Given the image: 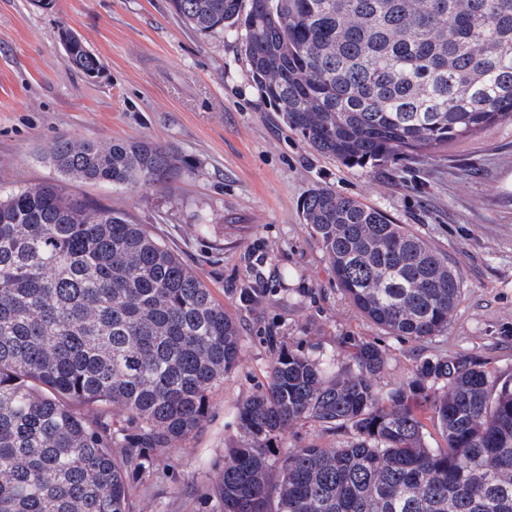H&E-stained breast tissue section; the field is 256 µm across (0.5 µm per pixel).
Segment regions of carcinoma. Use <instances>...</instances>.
<instances>
[{
    "label": "carcinoma",
    "mask_w": 512,
    "mask_h": 512,
    "mask_svg": "<svg viewBox=\"0 0 512 512\" xmlns=\"http://www.w3.org/2000/svg\"><path fill=\"white\" fill-rule=\"evenodd\" d=\"M170 2L201 36H241L280 121L345 165L427 163L512 126V0ZM66 62L90 78L104 68L86 44ZM49 159L112 189L191 173L145 136L61 133ZM302 217L361 317L415 341L448 329L462 279L420 236L327 186ZM348 358L329 373L292 350L274 356L267 387L239 409L223 512H512V379L446 355L384 392L377 343H351ZM241 361L238 320L144 225L58 183L0 193V512H128L145 449L195 434ZM83 405L120 410L135 433ZM303 421L351 441L270 461ZM430 426L444 446L428 445Z\"/></svg>",
    "instance_id": "carcinoma-1"
}]
</instances>
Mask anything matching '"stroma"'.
Segmentation results:
<instances>
[{"mask_svg": "<svg viewBox=\"0 0 512 512\" xmlns=\"http://www.w3.org/2000/svg\"><path fill=\"white\" fill-rule=\"evenodd\" d=\"M67 30L101 57L99 78L66 63ZM60 133L145 135L176 148L193 172L167 190L65 180L45 157ZM45 182L146 225L244 324L240 366L213 391L197 433L181 447L151 449L150 474L130 481V512H221L224 453L243 440L239 405L269 380L267 337L332 370L347 364L350 340L376 342L386 352L378 380L385 391L442 355L472 356L492 380L512 378L511 127L425 165L348 167L278 124L252 83L240 38L196 34L169 0H56L48 10L0 0V189ZM318 185L385 212L460 271L463 292L446 331L414 341L355 311L303 222L301 203ZM246 288L261 294L245 299ZM350 439L297 423L273 456Z\"/></svg>", "mask_w": 512, "mask_h": 512, "instance_id": "35a3bbf8", "label": "stroma"}]
</instances>
